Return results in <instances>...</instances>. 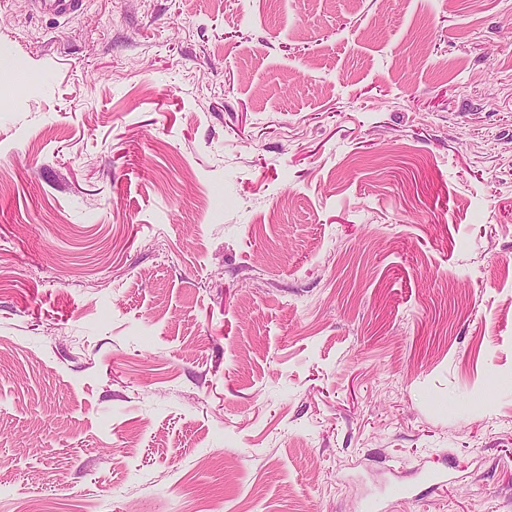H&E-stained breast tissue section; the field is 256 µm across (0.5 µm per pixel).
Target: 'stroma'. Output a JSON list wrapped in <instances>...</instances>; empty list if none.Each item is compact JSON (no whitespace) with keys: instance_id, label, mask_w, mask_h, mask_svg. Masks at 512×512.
I'll list each match as a JSON object with an SVG mask.
<instances>
[{"instance_id":"1","label":"stroma","mask_w":512,"mask_h":512,"mask_svg":"<svg viewBox=\"0 0 512 512\" xmlns=\"http://www.w3.org/2000/svg\"><path fill=\"white\" fill-rule=\"evenodd\" d=\"M0 512H512V0H0Z\"/></svg>"}]
</instances>
